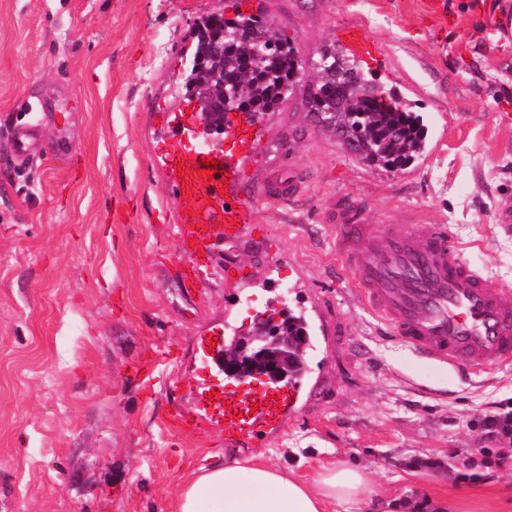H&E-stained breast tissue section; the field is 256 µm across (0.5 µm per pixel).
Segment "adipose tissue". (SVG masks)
Listing matches in <instances>:
<instances>
[{
  "label": "adipose tissue",
  "instance_id": "adipose-tissue-1",
  "mask_svg": "<svg viewBox=\"0 0 512 512\" xmlns=\"http://www.w3.org/2000/svg\"><path fill=\"white\" fill-rule=\"evenodd\" d=\"M367 493L364 473L342 464L323 467L306 482L253 458H233L184 486L173 512H336Z\"/></svg>",
  "mask_w": 512,
  "mask_h": 512
}]
</instances>
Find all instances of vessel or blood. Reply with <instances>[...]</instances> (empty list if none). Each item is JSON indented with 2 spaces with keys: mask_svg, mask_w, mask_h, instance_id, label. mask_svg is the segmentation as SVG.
Wrapping results in <instances>:
<instances>
[{
  "mask_svg": "<svg viewBox=\"0 0 512 512\" xmlns=\"http://www.w3.org/2000/svg\"><path fill=\"white\" fill-rule=\"evenodd\" d=\"M338 39L353 53L369 44L354 26ZM249 129L228 132L227 148L207 147L175 156L181 170L175 188L183 205L180 250L214 234L235 241L252 213L243 202H229L224 189L238 179L237 151L249 142ZM215 166L204 174V159ZM336 248L366 306L413 351L471 372L512 362V304L498 283L479 274L459 255L446 229L390 226L376 235L372 225L340 216ZM298 389L289 385H234L224 390V443L238 445L278 424Z\"/></svg>",
  "mask_w": 512,
  "mask_h": 512,
  "instance_id": "b4317fda",
  "label": "vessel or blood"
}]
</instances>
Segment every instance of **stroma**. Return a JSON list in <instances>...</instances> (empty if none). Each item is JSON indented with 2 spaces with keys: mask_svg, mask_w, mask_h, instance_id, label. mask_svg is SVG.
<instances>
[{
  "mask_svg": "<svg viewBox=\"0 0 512 512\" xmlns=\"http://www.w3.org/2000/svg\"><path fill=\"white\" fill-rule=\"evenodd\" d=\"M0 0V512H171L180 486L232 456L313 476L365 471L374 512H512V458L476 482L462 459L489 447L477 417L512 400V365L466 376L414 354L362 302L336 251L352 201L376 229L442 225L512 301V0ZM262 14L306 67L348 23L366 75L417 106L423 154L388 172L359 163L307 118L305 87L257 120L231 195L253 213L235 242L181 256L169 164L183 142L197 24ZM64 132L69 155L12 161L22 126ZM297 185L291 202L261 193ZM199 268V290L185 275ZM304 313L310 334L294 409L224 443L209 400L225 346L258 319Z\"/></svg>",
  "mask_w": 512,
  "mask_h": 512,
  "instance_id": "obj_1",
  "label": "stroma"
}]
</instances>
